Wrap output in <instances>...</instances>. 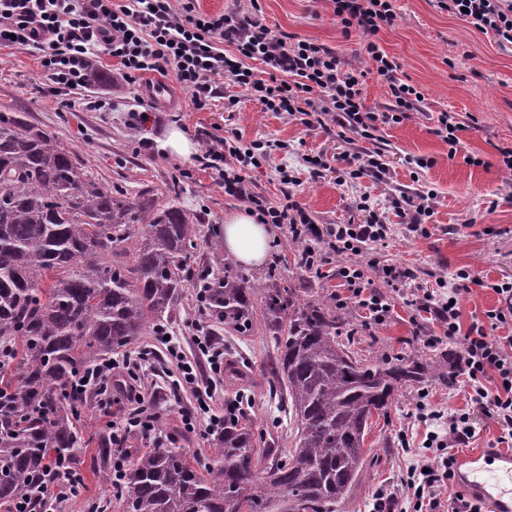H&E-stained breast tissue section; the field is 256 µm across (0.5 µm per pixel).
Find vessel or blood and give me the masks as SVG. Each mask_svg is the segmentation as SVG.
Masks as SVG:
<instances>
[{"label":"vessel or blood","mask_w":512,"mask_h":512,"mask_svg":"<svg viewBox=\"0 0 512 512\" xmlns=\"http://www.w3.org/2000/svg\"><path fill=\"white\" fill-rule=\"evenodd\" d=\"M457 483L491 512H512V452L483 448L463 452L455 465Z\"/></svg>","instance_id":"vessel-or-blood-1"}]
</instances>
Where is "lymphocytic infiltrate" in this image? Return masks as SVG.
<instances>
[{
  "instance_id": "1",
  "label": "lymphocytic infiltrate",
  "mask_w": 512,
  "mask_h": 512,
  "mask_svg": "<svg viewBox=\"0 0 512 512\" xmlns=\"http://www.w3.org/2000/svg\"><path fill=\"white\" fill-rule=\"evenodd\" d=\"M436 2L477 31L493 34L500 46L512 47V0ZM333 4L343 32H359L378 75L389 80L394 102L387 111L366 106L363 72L345 68L335 51L275 32L255 13L200 12L195 0H0V45L16 43L41 52L43 77L56 92L95 83V58L104 53L118 60L123 79L131 84L149 73H173L200 109L220 96L236 105V96L221 95L215 83L224 77L247 91L262 111L288 115L308 127L324 114L341 131L372 140L380 125L402 123L419 103L417 88L395 80L399 65L377 42L380 30L397 19L393 0H333ZM254 60L269 67L267 77H259L251 68ZM274 148L270 141L243 143L232 131L214 137L199 161L217 175L225 194L248 199L258 223L286 226L291 238L305 241L301 254L305 268L320 270L326 250L341 257L336 276L346 288L345 299L365 310L370 320L383 322L391 311L386 297L370 288L376 276L393 293L409 296L416 313L440 323L443 334L429 337L430 345L445 339L462 343L452 375L463 379L470 406L445 413L417 400V418L434 421L436 428L428 434L424 451H413L409 442H402L403 453L412 454L414 462L388 497V512H442L446 506L442 491L455 477L453 451L469 446L477 416L492 419L499 428L498 443L512 447V281L490 284L473 270L461 269L443 291H419L411 268L378 256L377 247L386 244L394 227L366 199L355 203L365 215L362 223L319 225L296 198L300 180L293 170L277 171L283 186L278 202L253 191L251 174L263 167ZM303 162L311 178L332 172L340 185L364 177L381 182L388 172L379 151L346 150L331 159L308 155ZM474 285L491 287L497 305L465 326L458 301ZM197 347L203 356L199 362L189 360L176 343L166 347L169 360L196 394L195 407L181 410L180 415L185 427L205 419L215 428L224 419L210 412L213 388L208 378L223 369L224 346L207 335ZM140 368L137 357L103 361L74 381L71 396L83 401L94 388L114 381L133 407L127 432L153 429L157 415L142 392Z\"/></svg>"
}]
</instances>
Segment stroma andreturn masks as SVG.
I'll return each instance as SVG.
<instances>
[{"label": "stroma", "instance_id": "35a3bbf8", "mask_svg": "<svg viewBox=\"0 0 512 512\" xmlns=\"http://www.w3.org/2000/svg\"><path fill=\"white\" fill-rule=\"evenodd\" d=\"M198 5L211 15L255 9L274 31L334 49L346 67L365 71L367 107L382 112L390 104L387 81L366 56L361 35L343 36L333 16L332 0H198ZM394 7L396 23L379 32L378 43L396 58L397 78L417 87L423 100L403 123L381 126L377 141L358 138L350 145L357 150H381L389 168L383 183L365 177L347 187L337 185L332 174L309 177L302 155L333 154L350 147L331 130L330 116L308 127L287 115L261 111L243 91L238 92L233 108H225L223 99L216 98L198 109L171 74L165 77L169 92L161 104L148 93L152 75L127 83L118 60L104 54L96 62L99 79L70 96L64 105L43 91L37 50L0 45V112L23 113L29 122L52 131L78 156L93 179L121 186L129 197H136L146 187L165 195L172 180H179L180 204L207 227L223 226L227 212L242 207L243 202L226 195L216 176L200 169L195 158L180 159L164 149V136L175 115L180 118L179 128L200 147L230 129L247 143L278 141L279 149L273 150L255 177L257 190L276 199L281 189L277 167L294 168L301 180L296 197L318 224L358 219L354 201L362 195L393 223L397 216L392 199L424 188L434 190L435 214L427 235L398 230L383 248V258L415 270L425 289L434 288L436 278L452 279L461 268L483 276L487 287L474 288L460 300L462 322L467 325L472 315L495 306L497 296L491 283L512 280V172L502 168L498 152L499 147L512 145V50L499 47L492 35L440 10L435 0H396ZM443 110L470 120L453 157L447 144L432 132V117ZM469 154L480 157L481 165L467 164ZM416 157L428 158L429 167L416 168L412 163ZM268 232L269 249L263 264L245 267V274L261 282L273 277L297 281L305 271L296 263L290 237L273 226ZM338 312L346 321L345 332L354 349L365 359H417L430 369L428 382L399 387L387 416L371 419L365 442L373 455L368 478L352 491L339 512H373L377 493L396 489L406 472L401 436H408L417 447L425 438L427 425L413 416L419 392H426L430 406L445 411L466 406L463 386L448 383L459 345L446 342L433 348L425 344V337L441 334V326L431 319L414 325L412 308L399 296L380 324L365 319L363 310L352 304L339 307ZM201 326L211 329L215 322L201 314L192 298L186 300L167 331L193 355L197 352L194 338ZM224 349L227 355L247 362L252 371L245 412L254 419L256 430L288 435V415L279 400L270 396L262 376L272 350L263 331L225 337ZM178 379V371L165 357L147 356L145 393L159 413L155 427L165 444L206 453L211 439L206 427L191 434L183 429L178 411L193 405L195 397L190 389L178 387ZM125 409V400L118 393L110 397L91 393L79 405L76 424L86 442L79 474L86 488L63 505L46 503L44 512H85L92 501L100 502L106 512H118L110 481L112 460L99 457L97 441L111 436L113 423L121 420Z\"/></svg>", "mask_w": 512, "mask_h": 512}]
</instances>
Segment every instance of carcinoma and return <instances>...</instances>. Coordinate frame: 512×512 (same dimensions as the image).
I'll return each instance as SVG.
<instances>
[{"instance_id": "obj_1", "label": "carcinoma", "mask_w": 512, "mask_h": 512, "mask_svg": "<svg viewBox=\"0 0 512 512\" xmlns=\"http://www.w3.org/2000/svg\"><path fill=\"white\" fill-rule=\"evenodd\" d=\"M134 200L87 175L50 131L0 113V509H35L53 468L81 464L83 438L67 390L91 364L137 345L175 319L187 288L201 311L239 336L262 321L275 355L265 369L285 396L292 447L224 419L210 453H138L119 512H338L368 472L366 436L398 387L420 383L418 361L371 363L340 339L344 318L292 283L259 282L223 256L176 198ZM214 258L196 266L198 243Z\"/></svg>"}]
</instances>
